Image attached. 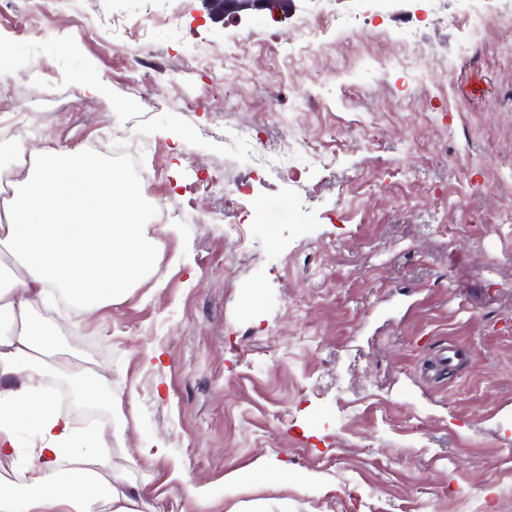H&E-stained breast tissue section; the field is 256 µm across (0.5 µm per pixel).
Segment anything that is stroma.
Listing matches in <instances>:
<instances>
[{
    "label": "stroma",
    "instance_id": "35a3bbf8",
    "mask_svg": "<svg viewBox=\"0 0 512 512\" xmlns=\"http://www.w3.org/2000/svg\"><path fill=\"white\" fill-rule=\"evenodd\" d=\"M322 8L216 15L208 0H182L172 17L166 0H83L77 12L14 0L0 12L11 61L0 101L27 114L24 132L0 130L1 159L50 141L132 180L157 167L142 188L153 216L196 192V222L152 226L149 280L90 315L37 314L62 359L105 358L131 446H165L153 460L112 455L160 512H190L202 488V512L238 500L270 512H512V53L492 28L430 82L384 77L364 65L390 49L381 19L289 62L287 33L307 18L326 27ZM198 44L214 69H198ZM223 80L237 111L217 94ZM289 114L326 162L253 181L260 158L225 143V125L276 144ZM112 129L138 166L102 143ZM205 172L253 190L199 191ZM275 205L276 231L253 225L255 254L239 260L225 221ZM444 341L471 358L434 382L420 365ZM260 458L295 484L257 473L224 498L225 474ZM312 475L313 494L302 484Z\"/></svg>",
    "mask_w": 512,
    "mask_h": 512
}]
</instances>
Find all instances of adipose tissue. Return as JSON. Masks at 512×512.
I'll list each match as a JSON object with an SVG mask.
<instances>
[{
  "label": "adipose tissue",
  "mask_w": 512,
  "mask_h": 512,
  "mask_svg": "<svg viewBox=\"0 0 512 512\" xmlns=\"http://www.w3.org/2000/svg\"><path fill=\"white\" fill-rule=\"evenodd\" d=\"M0 213V247L16 269L0 280V471L16 468L19 431L41 439L25 484L0 474V512H140L124 474L101 472L104 448L129 455L124 430H80L59 407L49 380L84 403L100 399L102 373L87 360L60 364L38 305L65 299L85 313L124 297L151 274L158 242L137 182L86 151L46 146Z\"/></svg>",
  "instance_id": "1"
}]
</instances>
